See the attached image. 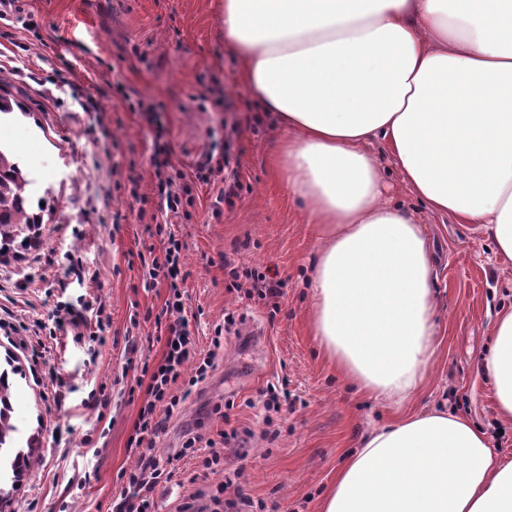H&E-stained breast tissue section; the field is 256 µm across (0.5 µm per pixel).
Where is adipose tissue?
Returning a JSON list of instances; mask_svg holds the SVG:
<instances>
[{"mask_svg":"<svg viewBox=\"0 0 512 512\" xmlns=\"http://www.w3.org/2000/svg\"><path fill=\"white\" fill-rule=\"evenodd\" d=\"M224 45L262 111L318 249L312 333L360 392L396 409L348 452L321 512H512V460L468 417L404 407L437 352L424 225L385 197L383 141L436 214L512 262V0H224ZM483 369L512 423V309Z\"/></svg>","mask_w":512,"mask_h":512,"instance_id":"ef3b65f1","label":"adipose tissue"}]
</instances>
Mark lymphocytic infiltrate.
Returning <instances> with one entry per match:
<instances>
[{
  "mask_svg": "<svg viewBox=\"0 0 512 512\" xmlns=\"http://www.w3.org/2000/svg\"><path fill=\"white\" fill-rule=\"evenodd\" d=\"M169 142L155 143L149 158L152 169V195L156 197L157 211L161 218L155 223V234L160 241L157 253L143 265L146 282H164L167 297L154 316L157 341L164 350L159 360H144L140 365L145 388L142 403L127 441V450L136 455L133 468L122 470L124 486L113 499L111 512H155L153 492L161 484L172 481L175 469L169 461L154 453L156 441L165 428L167 419L180 413L187 398L205 384L216 368V359L224 349V330L233 326V314H225L222 325L216 326L210 349H203L189 329L190 319L184 306L183 284L186 279L185 245L171 230L167 219L184 214L187 206L195 202L196 184H210L212 177L222 173L229 165L225 153H208L192 173L174 168ZM110 322L105 303L94 298L77 311L67 305H58L51 322L34 321L33 333L37 336H56L57 332L73 329L75 341L89 340L104 345V331ZM250 430L230 429L211 438L189 431L177 458L196 460L192 479L207 477L220 472L224 481L220 493L211 497L212 512H250L253 501L243 493L238 480L243 474L242 461L249 456L245 446ZM234 455L239 465H224L226 455Z\"/></svg>",
  "mask_w": 512,
  "mask_h": 512,
  "instance_id": "1",
  "label": "lymphocytic infiltrate"
}]
</instances>
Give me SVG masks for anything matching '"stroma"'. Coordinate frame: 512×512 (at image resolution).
Returning <instances> with one entry per match:
<instances>
[{
	"label": "stroma",
	"mask_w": 512,
	"mask_h": 512,
	"mask_svg": "<svg viewBox=\"0 0 512 512\" xmlns=\"http://www.w3.org/2000/svg\"><path fill=\"white\" fill-rule=\"evenodd\" d=\"M30 17H0V77L28 113L0 126L26 161L45 197L48 216L39 247L0 261V306L21 320L47 319L55 307L105 301L107 342L89 357L72 335L45 338L41 359L27 361L0 339V363L14 359L12 404L24 435L39 439L40 462L23 475L0 512H108L142 401L131 353L160 358L149 344L152 324L133 314L160 308L165 284L145 287L141 257L158 246L147 230L154 204L149 158L158 129L171 142L172 163L186 168L211 151H229L240 190L219 194L223 176L199 186L188 216L172 221L186 245V308L190 330L208 346L225 311L236 324L212 378L166 423L154 452L167 458L185 429L201 424L213 437L225 426L248 428L249 457L241 487L256 512H320L344 449L394 416L387 405L355 393L326 362L309 334L311 299L305 281L317 251L305 215L276 162L278 129L240 75L219 27L221 0H25ZM154 104L159 125L134 107ZM380 158L394 202L424 224L440 300V343L429 380L407 411L448 410L485 429L492 448L512 457V425H499L482 372L493 323L512 306V262L498 260L492 239L476 224L430 214L400 179L382 142ZM96 268V281L66 271L69 261ZM255 268L279 285L278 300L226 290L225 262ZM288 382L277 433L264 437L259 401L266 384ZM103 390L98 410L84 401ZM233 402L229 417L215 406ZM86 477V485L73 481ZM217 474L156 488V512L208 504Z\"/></svg>",
	"instance_id": "obj_1"
}]
</instances>
